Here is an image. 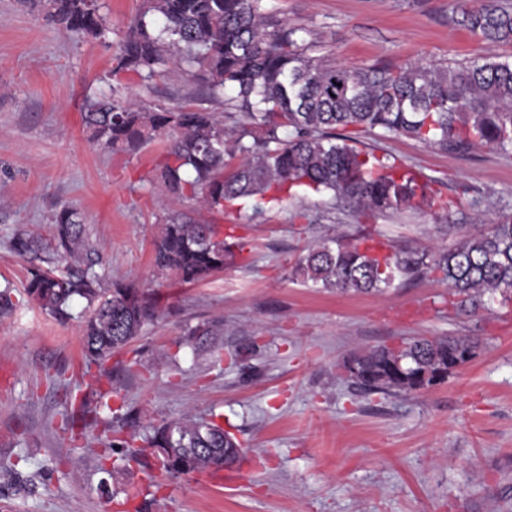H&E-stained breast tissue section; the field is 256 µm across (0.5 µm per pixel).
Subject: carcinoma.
Returning a JSON list of instances; mask_svg holds the SVG:
<instances>
[{"label": "carcinoma", "mask_w": 512, "mask_h": 512, "mask_svg": "<svg viewBox=\"0 0 512 512\" xmlns=\"http://www.w3.org/2000/svg\"><path fill=\"white\" fill-rule=\"evenodd\" d=\"M72 35L104 40L111 32L103 0H32ZM457 22L492 42L512 41V10L485 0L472 10L454 0ZM309 31L264 11L262 0H143L114 55L112 96L83 113L89 138L109 150L135 151L165 139L164 161L147 181L161 194L201 209L224 212L239 203L254 213L288 204L300 194L328 195L365 216L425 206L449 212L469 189L441 196L427 192L416 172L347 144L336 129H380L445 151L490 146L512 151V63L481 57L448 68L410 62L350 70L308 54ZM170 68L187 75L200 104L145 107L125 93L121 76L133 74L153 93V80ZM219 102L226 111L202 106ZM480 220L493 224L436 253L386 246L359 247L339 239L317 243L295 263L293 276L327 291H380L398 278L433 274L448 288V304L465 310L512 304V215ZM54 234L44 243L18 233L11 248L36 261L24 287L57 321L74 318L72 303L86 302L82 351L100 365L141 335L157 315L158 301L132 285L102 287L101 263L80 212L63 204L53 215ZM235 253L217 224L187 211L162 217L153 242V264L184 283L201 281L233 263ZM473 336L404 338L353 358L347 380L363 393L409 394L436 385L472 358ZM100 407L110 390L92 375ZM85 397L70 404L65 425L87 429ZM113 436L104 449H124L123 460L151 480L222 468L240 456L238 442L212 418L193 417L157 427L151 455L126 449Z\"/></svg>", "instance_id": "1"}]
</instances>
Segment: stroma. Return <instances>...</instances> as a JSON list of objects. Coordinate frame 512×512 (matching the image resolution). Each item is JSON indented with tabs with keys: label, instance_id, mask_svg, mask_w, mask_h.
Returning a JSON list of instances; mask_svg holds the SVG:
<instances>
[{
	"label": "stroma",
	"instance_id": "1",
	"mask_svg": "<svg viewBox=\"0 0 512 512\" xmlns=\"http://www.w3.org/2000/svg\"><path fill=\"white\" fill-rule=\"evenodd\" d=\"M107 40H76L29 0H0V288L22 291L29 257L12 252L19 232L51 233L61 204L73 205L103 257L104 286L155 293L156 319L105 361L131 449L154 427L211 416L236 436L244 474L231 491L208 471L170 478L147 491L148 476L119 454L98 461L108 438L86 431L71 451L62 415L86 392L82 323L57 322L20 300L0 317V512H117L115 497L139 490V512H512V306L457 311L435 276L370 293H336L291 275L307 245L330 238L384 242L432 252L478 230L470 206L449 212L406 209L366 217L349 205L306 198L294 205L201 211L229 234L233 266L184 284L152 265L166 207L145 178L158 145L130 153L92 142L81 114L87 98L109 93L119 40L142 0H104ZM304 27L311 55L352 70L430 61L444 65L494 55L512 62V43H489L452 20V0H264ZM175 69L140 93L145 105L187 104ZM357 147L417 171L431 191L469 186L512 214V153L478 147L443 152L408 136L348 128ZM210 328L202 340L188 330ZM474 336L473 358L448 378L408 395H363L340 367L353 353L400 338ZM259 351L247 354L250 341ZM110 470L111 495L99 489Z\"/></svg>",
	"mask_w": 512,
	"mask_h": 512
}]
</instances>
